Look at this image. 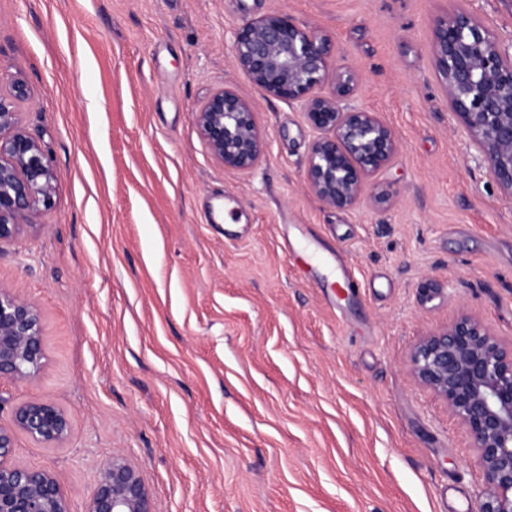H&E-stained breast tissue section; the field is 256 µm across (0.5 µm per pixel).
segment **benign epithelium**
<instances>
[{
  "label": "benign epithelium",
  "mask_w": 512,
  "mask_h": 512,
  "mask_svg": "<svg viewBox=\"0 0 512 512\" xmlns=\"http://www.w3.org/2000/svg\"><path fill=\"white\" fill-rule=\"evenodd\" d=\"M432 55L450 113L467 129L479 164L512 198V44L504 45L466 9L439 18ZM233 62L267 95L298 105L315 136L305 183L322 202L354 209L383 205L395 190L374 191L373 177L398 142L377 113L342 102L358 87L357 74L333 67L325 34L307 31L286 14L271 13L237 28ZM25 86L0 87V242L16 239L52 206L50 160L23 125ZM197 129L212 157L247 171L264 154L252 104L230 87L213 90L195 110ZM45 359L38 309L0 283V380L30 382ZM413 377L440 398L467 431L485 488L474 512H512V347L467 312L420 338L408 357ZM68 415L32 399L10 407L0 421V512H71L64 487L49 472L13 461L16 433L54 446L70 433ZM84 512H153L138 470L115 457L99 472Z\"/></svg>",
  "instance_id": "obj_1"
}]
</instances>
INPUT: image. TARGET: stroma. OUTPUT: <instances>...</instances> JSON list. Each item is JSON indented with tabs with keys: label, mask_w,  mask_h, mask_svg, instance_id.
<instances>
[{
	"label": "stroma",
	"mask_w": 512,
	"mask_h": 512,
	"mask_svg": "<svg viewBox=\"0 0 512 512\" xmlns=\"http://www.w3.org/2000/svg\"><path fill=\"white\" fill-rule=\"evenodd\" d=\"M464 8L512 41V0H0V81L56 174L53 206L0 245V283L41 310L47 362L0 381L64 409L68 441L16 437L84 512L113 457L154 512H472L466 430L411 375L468 312L512 345V197L479 167L432 59ZM288 14L353 69L350 106L392 127L385 205L306 187L312 132L232 59L236 29ZM251 102L266 150L224 169L195 107Z\"/></svg>",
	"instance_id": "obj_1"
}]
</instances>
